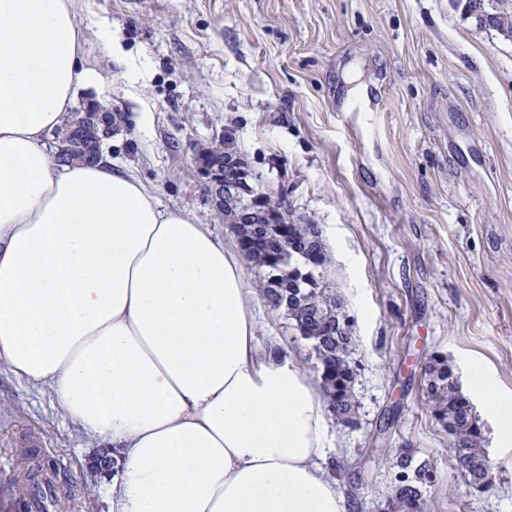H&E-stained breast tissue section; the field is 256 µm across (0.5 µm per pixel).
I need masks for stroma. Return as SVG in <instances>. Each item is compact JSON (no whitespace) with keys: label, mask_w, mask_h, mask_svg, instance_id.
I'll use <instances>...</instances> for the list:
<instances>
[{"label":"stroma","mask_w":512,"mask_h":512,"mask_svg":"<svg viewBox=\"0 0 512 512\" xmlns=\"http://www.w3.org/2000/svg\"><path fill=\"white\" fill-rule=\"evenodd\" d=\"M87 69L76 100L122 113L107 144L163 207L238 237L207 201L195 153L233 148L295 221L320 225L329 280L355 320V425L331 422L340 487L383 512L401 450L430 463L425 512H512V443L474 408L496 476L474 488L425 397L443 355L512 396V42L453 0H70ZM369 87L346 106L348 75ZM246 265L255 336H275L308 376L317 360ZM53 461L68 512H103L105 477L48 390L0 366V512H17L19 451Z\"/></svg>","instance_id":"stroma-1"}]
</instances>
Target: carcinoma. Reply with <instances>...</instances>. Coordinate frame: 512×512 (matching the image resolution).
Returning a JSON list of instances; mask_svg holds the SVG:
<instances>
[{
  "label": "carcinoma",
  "mask_w": 512,
  "mask_h": 512,
  "mask_svg": "<svg viewBox=\"0 0 512 512\" xmlns=\"http://www.w3.org/2000/svg\"><path fill=\"white\" fill-rule=\"evenodd\" d=\"M94 129V118H87L85 132L71 141L70 148L65 151L66 161H86L94 145ZM327 263L328 256L323 251L316 256L303 251L289 252L276 262L280 286L275 288L266 281L263 293L272 306L286 310L301 336L311 342L318 360L317 380L336 419L345 423L356 405L354 324L347 323L342 334L336 335L339 301L335 290L327 286L323 278V268ZM426 371L428 401L432 404L433 413L445 426L457 428L454 445L459 456L469 465V479L485 475L492 464L485 448L484 431L475 411L455 384L451 366L440 357H432ZM31 459L29 454L21 458L25 479L15 484V494L22 501L29 494H41L46 499L45 507L54 509V512H64L66 504L62 497L53 491L48 493L39 486H32L34 475L41 472L44 465L33 464ZM432 479L433 471L426 465L416 469L412 477L400 475L394 494L387 500L388 512H416V503L423 499L422 487Z\"/></svg>",
  "instance_id": "carcinoma-1"
}]
</instances>
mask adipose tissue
Masks as SVG:
<instances>
[{"label": "adipose tissue", "instance_id": "ef3b65f1", "mask_svg": "<svg viewBox=\"0 0 512 512\" xmlns=\"http://www.w3.org/2000/svg\"><path fill=\"white\" fill-rule=\"evenodd\" d=\"M69 0H0V366L116 467L107 512H347L320 386L259 344L240 254L109 159L58 164L81 85ZM512 439V399L464 390Z\"/></svg>", "mask_w": 512, "mask_h": 512}]
</instances>
